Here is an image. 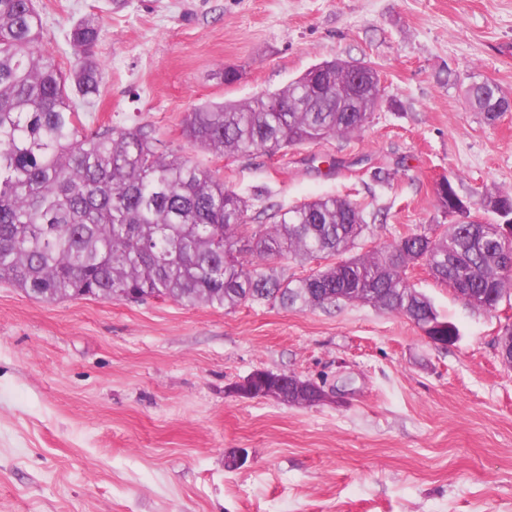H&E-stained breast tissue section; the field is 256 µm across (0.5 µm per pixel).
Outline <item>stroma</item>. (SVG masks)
I'll use <instances>...</instances> for the list:
<instances>
[{
	"mask_svg": "<svg viewBox=\"0 0 512 512\" xmlns=\"http://www.w3.org/2000/svg\"><path fill=\"white\" fill-rule=\"evenodd\" d=\"M44 49L77 61L72 26L101 19L105 69L87 128L152 124L158 151L269 204L350 196L359 251L451 224L435 184L512 194V0H35ZM365 62L382 104L360 133L219 158L183 134L194 108L279 90L325 60ZM238 74L224 80L225 71ZM409 282L459 330L430 342L368 305L171 300L52 303L0 284V512H512L506 305L471 307L422 266ZM257 370L335 389L333 401L243 398ZM468 93L474 107L479 112H484L491 121L495 120L501 112L510 110L507 96L497 83L489 79L473 83Z\"/></svg>",
	"mask_w": 512,
	"mask_h": 512,
	"instance_id": "obj_1",
	"label": "stroma"
}]
</instances>
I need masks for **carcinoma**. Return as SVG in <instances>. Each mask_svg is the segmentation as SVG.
Instances as JSON below:
<instances>
[{
  "mask_svg": "<svg viewBox=\"0 0 512 512\" xmlns=\"http://www.w3.org/2000/svg\"><path fill=\"white\" fill-rule=\"evenodd\" d=\"M43 19L34 0H0V283L52 302L111 300L123 288L139 298L232 309L244 303L321 307L370 305L432 326L446 344L456 326L408 282L418 264L465 303L489 310L512 291V196L482 195L487 221L456 220L438 236L410 233L377 250L347 256L369 229L365 206L323 196L286 209H263L269 222L242 237L249 204L212 170L156 150L144 123L84 132L79 107L99 95L98 18L70 32L78 63L70 74L41 48ZM347 63L292 80L240 104L190 112L183 133L222 157L273 154L361 132L382 101L380 78L351 94ZM469 97L489 120L512 109L499 85L473 83ZM441 207L459 197L446 179ZM331 258L296 279L270 273L271 258Z\"/></svg>",
  "mask_w": 512,
  "mask_h": 512,
  "instance_id": "cac0c4a2",
  "label": "carcinoma"
}]
</instances>
